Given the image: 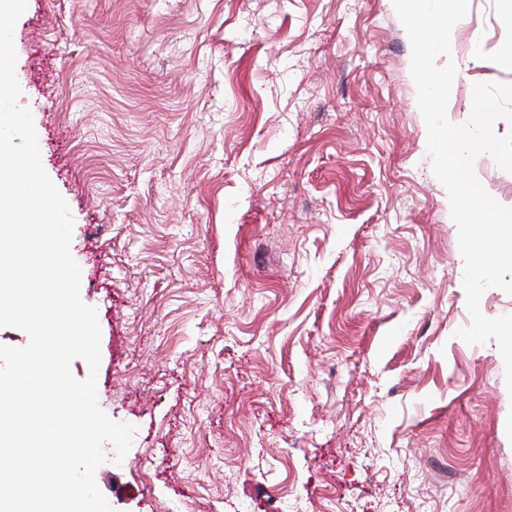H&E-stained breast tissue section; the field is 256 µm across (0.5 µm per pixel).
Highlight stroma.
I'll list each match as a JSON object with an SVG mask.
<instances>
[{"mask_svg":"<svg viewBox=\"0 0 512 512\" xmlns=\"http://www.w3.org/2000/svg\"><path fill=\"white\" fill-rule=\"evenodd\" d=\"M23 108L101 327L113 512H512V394L392 0H27ZM448 103L512 83L471 0ZM492 65L475 62V53ZM473 171L512 207V172Z\"/></svg>","mask_w":512,"mask_h":512,"instance_id":"obj_1","label":"stroma"}]
</instances>
